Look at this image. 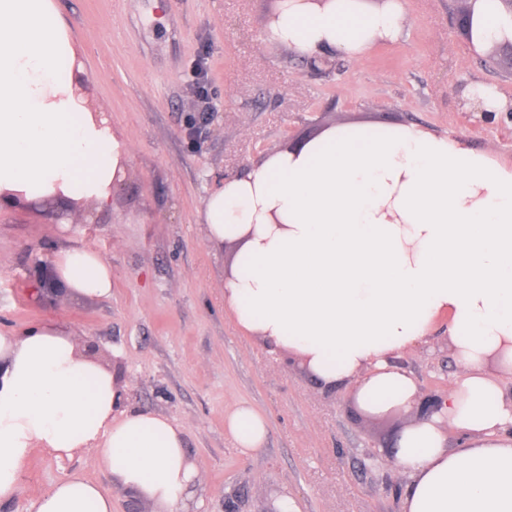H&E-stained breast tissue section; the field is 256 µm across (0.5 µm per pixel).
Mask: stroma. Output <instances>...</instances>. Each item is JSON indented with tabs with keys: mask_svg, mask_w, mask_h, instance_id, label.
Segmentation results:
<instances>
[{
	"mask_svg": "<svg viewBox=\"0 0 512 512\" xmlns=\"http://www.w3.org/2000/svg\"><path fill=\"white\" fill-rule=\"evenodd\" d=\"M73 33L88 106L105 113L131 150L112 207L0 210V332L48 320L75 331L82 353L110 370L123 409L170 418L201 479L186 512H266L282 496L299 512H403L407 476L373 456L414 424L415 410L368 412L349 383L317 382L302 358L241 331L224 304L239 245H211L206 197L266 155L348 123L411 124L458 135L512 165V114L462 108L458 90L491 83L512 96V75L468 51L455 0H407L402 37L333 70L310 71L265 41L281 0H56ZM204 62L214 109L203 145L188 136L200 110L190 72ZM85 244L112 265V296L44 289L34 261ZM451 322L439 317L415 350L395 356L425 393L444 394L459 369ZM267 419L264 444L240 452L224 419L242 404ZM79 475L113 512H161L86 456L29 455L17 496L0 512H32L56 481Z\"/></svg>",
	"mask_w": 512,
	"mask_h": 512,
	"instance_id": "1",
	"label": "stroma"
}]
</instances>
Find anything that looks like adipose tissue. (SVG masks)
Wrapping results in <instances>:
<instances>
[{
	"mask_svg": "<svg viewBox=\"0 0 512 512\" xmlns=\"http://www.w3.org/2000/svg\"><path fill=\"white\" fill-rule=\"evenodd\" d=\"M406 23V0H283L265 36L310 58H355ZM467 34L478 54L512 41V11L475 0ZM72 51L55 0H0V205L112 206L129 149L76 95L74 77H57ZM201 220L210 243L242 244L243 270L224 281L238 327L299 355L325 384L354 383L370 412L413 405L419 388L391 360L450 316L461 377L442 413L458 445L432 422L402 434L404 512H512V407L485 371L494 355L512 371V167L415 124L339 125L225 179ZM55 271L83 296L112 295V265L90 246L62 249ZM121 404L111 372L64 323L0 333V501L18 494L22 462L38 449L95 454L127 489L182 512L199 473L181 430ZM225 427L245 452L267 436L248 404ZM33 510L112 512V499L71 475Z\"/></svg>",
	"mask_w": 512,
	"mask_h": 512,
	"instance_id": "ef3b65f1",
	"label": "adipose tissue"
}]
</instances>
